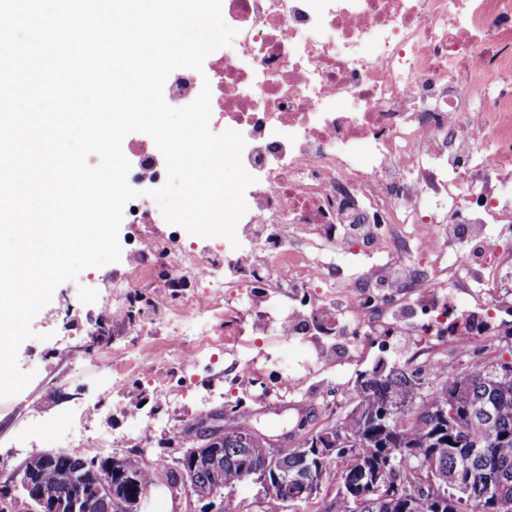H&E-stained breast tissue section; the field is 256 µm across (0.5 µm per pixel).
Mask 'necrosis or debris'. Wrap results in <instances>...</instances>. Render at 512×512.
<instances>
[{
	"instance_id": "1",
	"label": "necrosis or debris",
	"mask_w": 512,
	"mask_h": 512,
	"mask_svg": "<svg viewBox=\"0 0 512 512\" xmlns=\"http://www.w3.org/2000/svg\"><path fill=\"white\" fill-rule=\"evenodd\" d=\"M237 34L210 83L209 128L240 132L255 181L223 259L162 247L174 285L297 299L321 283L366 344L387 301L417 309L495 254L512 222V0H223ZM467 251L431 262L457 235ZM331 258L305 252L307 237ZM380 263L346 276L335 253Z\"/></svg>"
}]
</instances>
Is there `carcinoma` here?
I'll return each instance as SVG.
<instances>
[{
    "instance_id": "cac0c4a2",
    "label": "carcinoma",
    "mask_w": 512,
    "mask_h": 512,
    "mask_svg": "<svg viewBox=\"0 0 512 512\" xmlns=\"http://www.w3.org/2000/svg\"><path fill=\"white\" fill-rule=\"evenodd\" d=\"M420 380L421 375L393 366L381 375H366L357 386V402L370 408L379 407L389 396L408 404V408L392 414L386 425L357 414L345 420L343 429L355 448L351 463L341 457L320 464L310 457L298 462V469L288 474V479L300 473L313 483H326L338 490L323 503L315 498L309 500L318 505L315 512H338L343 498L339 494L341 487L362 484L366 471L384 460L391 449L394 456L388 479L402 487L409 499L414 498L417 484L427 474L421 460L433 461L437 470L448 475V499L441 504V512H487L489 500L485 493L490 487L499 495L512 498V360L501 364L499 359H493L484 365L481 378L469 380L453 369L432 373L426 387ZM446 398L453 400L455 414L444 420L439 409L441 400ZM230 413L235 418L226 422L220 437L226 455L235 454L239 436L250 424L237 411L232 409ZM273 459L266 436H255L246 461L266 467ZM242 466L241 461L226 460L217 467L199 470L197 480L222 497L240 483ZM122 468L140 487L152 486L153 471L140 453L122 455ZM23 475L36 493L34 497L26 494L27 512H37L38 498H78L91 486L112 477L106 463L97 464L80 452L61 453L52 464L42 463L39 453L33 455L27 460ZM404 504V500L392 503L374 497L358 511L348 504L347 512H435L431 504L406 509L402 508Z\"/></svg>"
}]
</instances>
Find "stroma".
<instances>
[{
	"label": "stroma",
	"mask_w": 512,
	"mask_h": 512,
	"mask_svg": "<svg viewBox=\"0 0 512 512\" xmlns=\"http://www.w3.org/2000/svg\"><path fill=\"white\" fill-rule=\"evenodd\" d=\"M147 207L153 223L121 225L120 261L85 269L76 280L59 285L32 321L35 338L19 347L18 364L33 378L20 393L0 398V490H9L16 501L24 499L20 483L28 458L58 451L54 435L59 424L77 412L92 432L105 435L110 454L136 449L150 464L160 453L181 456L194 442L197 423L241 398L249 400L253 425L276 438L295 423L297 404L323 390L339 386L344 393L335 404L313 410L310 421L317 429L351 409L358 374L383 365L418 369L412 347H399L395 335L372 337L353 360L318 361L317 344L345 343L339 326L330 336H291L280 343L262 334L252 337L246 350L228 341L212 356L176 340L165 325L167 308L191 298L219 313L228 303L246 311L254 303L253 293L233 284L217 297L193 280L173 287L157 266L156 245L169 243L187 254L209 251L220 258L231 243L160 223L155 201ZM491 230L501 270L495 287L475 292L482 278L477 268L465 275L470 289L452 287L448 295L461 309L489 306L484 346L489 356L509 359L512 340L505 334L512 330V224H495ZM136 265L152 268V276L111 308L112 282L124 280ZM242 359L268 372L267 380L247 394L231 382L232 367ZM284 368L289 371L285 379L279 376Z\"/></svg>",
	"instance_id": "obj_1"
}]
</instances>
